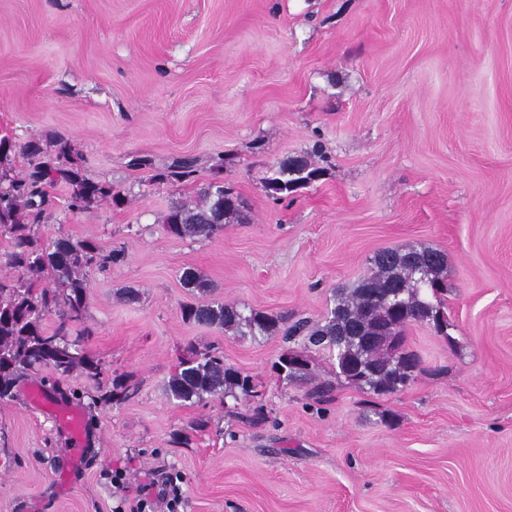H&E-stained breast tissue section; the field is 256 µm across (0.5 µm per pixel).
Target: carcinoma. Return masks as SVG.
Masks as SVG:
<instances>
[{
	"label": "carcinoma",
	"instance_id": "carcinoma-1",
	"mask_svg": "<svg viewBox=\"0 0 512 512\" xmlns=\"http://www.w3.org/2000/svg\"><path fill=\"white\" fill-rule=\"evenodd\" d=\"M16 144L0 137V234L9 238L5 253L11 277H0V399L16 396L17 384L47 368L53 382L71 379L77 370L89 381L104 375L90 359L84 345L95 335L86 323L90 274L117 262L121 254H103L92 238L44 239L39 228L56 205L52 187L66 185L67 207L89 212L105 202L125 203L120 190L109 182L88 178L70 141L59 134L35 137L21 146L28 166L15 172L11 154ZM308 162L291 159L266 179L271 195L284 193L311 179ZM238 197L218 184L195 202L172 203L163 223L180 239H209L224 229L238 210ZM447 254L434 248L397 247L377 252L355 286L333 294L317 324L298 319L288 323L257 309L215 302L185 305L181 317L197 325L217 327L237 337L256 339L300 336L336 361V376L376 395L406 387L420 371L419 358L406 349L411 325L430 328L451 341L445 297ZM185 286L205 292L207 281L195 270H183ZM272 369L290 383L309 379L306 355L286 351ZM168 398L180 403L250 402L258 391L250 376L224 363V353H198L186 348L177 355L174 371L165 385Z\"/></svg>",
	"mask_w": 512,
	"mask_h": 512
}]
</instances>
